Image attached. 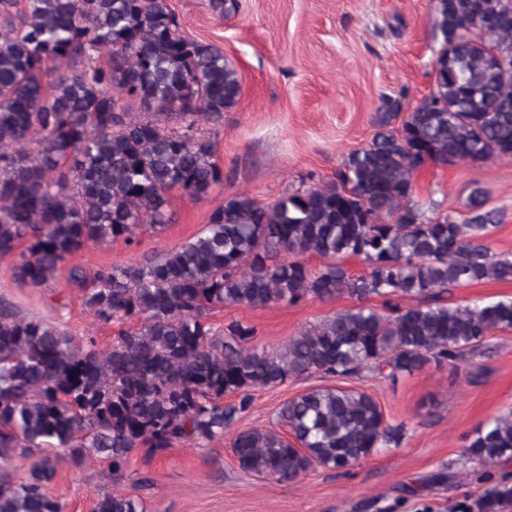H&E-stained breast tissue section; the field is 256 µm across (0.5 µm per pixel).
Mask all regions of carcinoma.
Instances as JSON below:
<instances>
[{"instance_id":"carcinoma-1","label":"carcinoma","mask_w":512,"mask_h":512,"mask_svg":"<svg viewBox=\"0 0 512 512\" xmlns=\"http://www.w3.org/2000/svg\"><path fill=\"white\" fill-rule=\"evenodd\" d=\"M492 15L480 28L474 19ZM435 86L414 111L385 98L378 131L351 152L336 183L259 205L239 193L192 240L136 267L74 268L84 304L103 322L132 321L110 348L81 347L41 319L0 303V459L42 454L29 475L0 481V512H63L48 493L56 450L80 465L99 455L120 473L133 450L151 460L185 441L224 436L255 391L318 374L383 378L454 364L491 333L512 329V299L473 306L437 292L512 280V258L482 242L497 215L474 198L470 216L428 217L413 200L429 164L512 158V0H437ZM108 53L102 63L100 54ZM237 70L219 48L185 36L165 0H0V255L22 243L13 269L41 286L88 242L124 238L148 220L172 222L168 192L202 198L223 181L216 145L200 132L238 102ZM139 105L142 115H132ZM36 145L25 150V145ZM322 259L318 267L306 261ZM359 260L367 270L349 272ZM347 294L361 302L405 298L382 314L362 305L290 339L249 347L253 326L216 328L224 305ZM237 401L224 403V396ZM296 440L272 429L236 434L239 467L288 482L310 469H345L400 442L369 394L312 388L277 413ZM464 454L482 464L512 458V412L479 425ZM502 480L468 505L500 512ZM95 512H143L131 495L106 494Z\"/></svg>"}]
</instances>
